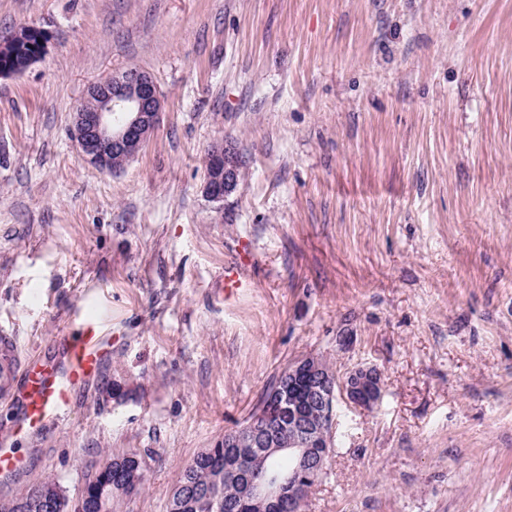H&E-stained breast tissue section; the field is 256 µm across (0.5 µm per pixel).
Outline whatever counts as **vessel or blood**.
<instances>
[{
  "label": "vessel or blood",
  "mask_w": 512,
  "mask_h": 512,
  "mask_svg": "<svg viewBox=\"0 0 512 512\" xmlns=\"http://www.w3.org/2000/svg\"><path fill=\"white\" fill-rule=\"evenodd\" d=\"M64 346V359L58 363L0 362V384L18 386L24 403L21 433L33 435L53 425L68 410L73 392L99 374L107 355L101 323L89 315L83 317L78 335L65 338Z\"/></svg>",
  "instance_id": "b4317fda"
}]
</instances>
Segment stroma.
<instances>
[{
    "label": "stroma",
    "instance_id": "obj_1",
    "mask_svg": "<svg viewBox=\"0 0 512 512\" xmlns=\"http://www.w3.org/2000/svg\"><path fill=\"white\" fill-rule=\"evenodd\" d=\"M21 25L50 40L0 78V336L55 361L87 313L111 351L41 434L0 391V448L27 461L0 503L51 476L77 504L133 450L147 482L115 512H165L318 355L379 368L383 394L337 399L305 512H512V0H0V37ZM130 67L164 112L111 174L67 129ZM222 138L244 176L217 205ZM242 159L231 144L211 145L207 152L204 194L211 202H223L240 185Z\"/></svg>",
    "mask_w": 512,
    "mask_h": 512
}]
</instances>
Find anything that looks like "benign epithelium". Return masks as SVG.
<instances>
[{"label":"benign epithelium","instance_id":"7a95c632","mask_svg":"<svg viewBox=\"0 0 512 512\" xmlns=\"http://www.w3.org/2000/svg\"><path fill=\"white\" fill-rule=\"evenodd\" d=\"M73 112L68 129L79 159L102 172L117 173L143 149L160 121L164 97L150 73L129 68L89 86ZM242 159L236 149L222 141L207 152L204 194L222 202L240 185ZM288 377L312 382V398L318 405V420L302 417L300 402L285 398L269 400L265 411L238 429L224 434V447L235 455L243 448H285L291 456L288 477L264 482L245 481L241 496L250 512H279L288 500L290 512H302L312 486L304 477L325 467L328 454L319 451L330 444L337 398L364 408L378 403L383 376L374 366H358L336 379L323 368V359L305 356L288 363Z\"/></svg>","mask_w":512,"mask_h":512}]
</instances>
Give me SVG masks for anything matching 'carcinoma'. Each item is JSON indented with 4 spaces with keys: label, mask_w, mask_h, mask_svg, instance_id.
<instances>
[{
    "label": "carcinoma",
    "mask_w": 512,
    "mask_h": 512,
    "mask_svg": "<svg viewBox=\"0 0 512 512\" xmlns=\"http://www.w3.org/2000/svg\"><path fill=\"white\" fill-rule=\"evenodd\" d=\"M45 34L43 29L28 27L27 43L14 58L1 55L0 68H12L16 66V61L36 54L40 48L38 40ZM137 456L135 451L112 456L108 461L112 470L87 487L90 512H112L114 498L128 496L146 484V474L140 471L135 461ZM230 460L222 440L215 442L214 447L199 452L183 470L180 479L190 488L185 492L173 490L166 512H245L240 504L239 483L224 474V467ZM288 467V456L281 452H270L266 448L247 451L237 465L240 471L255 476L271 473L286 475ZM46 500L56 503L55 512H68V502L59 482L50 478L20 494L8 506L1 507L0 512H44L43 502Z\"/></svg>",
    "instance_id": "cac0c4a2"
}]
</instances>
